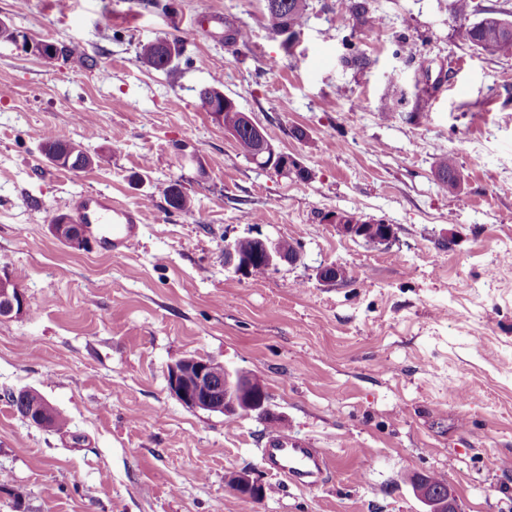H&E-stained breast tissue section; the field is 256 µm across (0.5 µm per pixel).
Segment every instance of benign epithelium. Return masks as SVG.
I'll return each instance as SVG.
<instances>
[{"label": "benign epithelium", "instance_id": "obj_1", "mask_svg": "<svg viewBox=\"0 0 512 512\" xmlns=\"http://www.w3.org/2000/svg\"><path fill=\"white\" fill-rule=\"evenodd\" d=\"M241 127L248 130L257 145V158L267 169H273L286 176L300 177L305 167L292 155L278 150L267 137L262 126L257 124L248 114L242 115ZM334 223L339 230L351 237L360 238L366 242L377 229V222L371 221L360 226L351 221L348 214H337ZM68 232L65 243L80 250L85 247L87 237L85 227L81 224L59 220L52 225V233L61 235ZM263 251L258 253L259 260L265 262L267 268H275L279 264L295 263L300 260L297 252L284 254L278 242L265 239L262 241ZM224 260L241 273L252 270L251 260L242 257L234 249L233 243L224 246ZM27 308V302L22 289L14 285L12 276L0 274V318H10L22 315ZM192 374L196 377L198 386L189 390L184 378ZM168 383L171 393L186 407L193 410L218 412L226 416L254 412L260 417L268 415V394L265 388L254 381H242L233 376L229 370H224V395L215 393V385L208 360L199 357H187L173 364L168 370ZM415 496L424 505V512H460L456 496L451 487L434 486L422 474L411 477ZM229 489L238 497L259 502L266 496V488L262 482L252 477L248 471H236L228 480Z\"/></svg>", "mask_w": 512, "mask_h": 512}]
</instances>
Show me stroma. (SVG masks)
<instances>
[{
	"instance_id": "1",
	"label": "stroma",
	"mask_w": 512,
	"mask_h": 512,
	"mask_svg": "<svg viewBox=\"0 0 512 512\" xmlns=\"http://www.w3.org/2000/svg\"><path fill=\"white\" fill-rule=\"evenodd\" d=\"M372 4L366 28L338 0H308L287 42L264 0H0L19 35L95 61L0 39V271L27 301L0 318V512H422L418 473L444 476L461 512H512V59L458 41L452 0ZM236 27L246 44L225 42ZM160 38L180 46L165 71L139 58ZM349 38L365 65L345 64ZM425 80L438 89L417 97ZM204 86L311 179L244 158L199 109ZM48 130L105 163L53 165ZM448 151L454 194L434 175ZM174 182L193 216L167 204ZM86 191L141 211L130 254L53 236ZM336 213L395 236L344 235ZM255 235L294 242L300 262L237 273L224 246ZM329 264L343 279H318ZM190 356L257 375L268 419L184 407L167 375ZM22 390L66 429L22 418L7 398ZM275 427L329 456L324 483L268 470L258 450ZM240 470L263 501L229 491Z\"/></svg>"
}]
</instances>
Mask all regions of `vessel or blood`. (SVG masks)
I'll return each mask as SVG.
<instances>
[{
  "label": "vessel or blood",
  "mask_w": 512,
  "mask_h": 512,
  "mask_svg": "<svg viewBox=\"0 0 512 512\" xmlns=\"http://www.w3.org/2000/svg\"><path fill=\"white\" fill-rule=\"evenodd\" d=\"M75 209L78 223L110 225L109 235L97 241L103 249L124 255L138 245L142 229L138 209L100 191L79 194ZM260 453L267 467L289 484L312 487L324 480L327 471L324 453L311 447L308 441L290 436L287 430H270Z\"/></svg>",
  "instance_id": "b4317fda"
}]
</instances>
